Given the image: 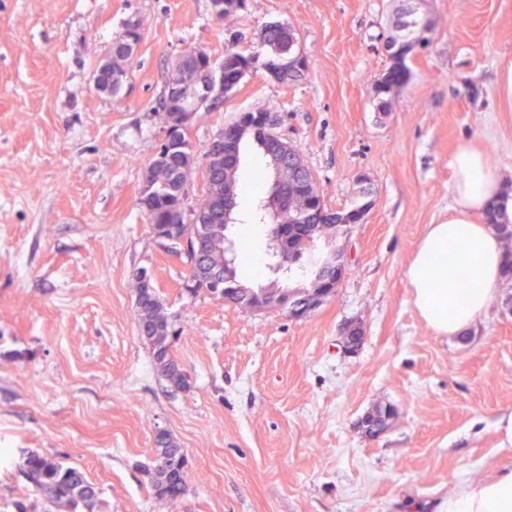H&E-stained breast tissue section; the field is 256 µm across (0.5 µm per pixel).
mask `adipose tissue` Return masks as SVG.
Listing matches in <instances>:
<instances>
[{
    "mask_svg": "<svg viewBox=\"0 0 512 512\" xmlns=\"http://www.w3.org/2000/svg\"><path fill=\"white\" fill-rule=\"evenodd\" d=\"M449 167L452 213L447 221L429 226L407 270L419 316L441 336L464 332L493 299L504 253L483 216L500 200L512 214V192H507L497 166L482 151L460 149ZM462 277L468 279V287H458ZM438 512H512V472L459 488L440 502Z\"/></svg>",
    "mask_w": 512,
    "mask_h": 512,
    "instance_id": "adipose-tissue-1",
    "label": "adipose tissue"
}]
</instances>
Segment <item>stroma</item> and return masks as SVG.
<instances>
[{"instance_id":"stroma-1","label":"stroma","mask_w":512,"mask_h":512,"mask_svg":"<svg viewBox=\"0 0 512 512\" xmlns=\"http://www.w3.org/2000/svg\"><path fill=\"white\" fill-rule=\"evenodd\" d=\"M432 24L407 58L391 109L374 84L389 59L394 0H245L233 42L211 0H0V512H83L47 503L18 472L38 452L80 470L98 512H436L460 485L512 470L496 428L512 414V281L462 334L420 319L406 271L452 204L450 158L483 151L512 181V0H405ZM143 39L118 94L92 70L129 21ZM296 28L308 70L249 76L191 127L198 192L210 143L239 113L275 104L328 207L372 206L343 228L351 265L309 318L186 293L185 255L162 247L139 205L163 139L155 102L187 45L269 55L260 30ZM236 265L249 285L265 227L242 223ZM146 271L184 326L172 353L186 388L160 377L142 340L135 274ZM358 324V354L339 347ZM395 416L378 438L364 416ZM187 454V493L157 499L155 436Z\"/></svg>"}]
</instances>
